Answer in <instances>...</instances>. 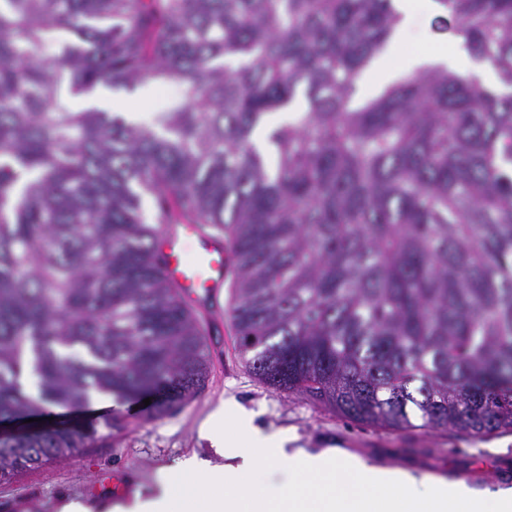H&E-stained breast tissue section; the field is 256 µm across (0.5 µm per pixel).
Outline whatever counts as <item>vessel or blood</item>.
Wrapping results in <instances>:
<instances>
[{
    "mask_svg": "<svg viewBox=\"0 0 512 512\" xmlns=\"http://www.w3.org/2000/svg\"><path fill=\"white\" fill-rule=\"evenodd\" d=\"M193 243L194 256L183 253L185 243ZM158 247L164 258L162 274L181 292L198 294L207 305L221 298L227 253L220 237L201 234L193 224H164L160 227Z\"/></svg>",
    "mask_w": 512,
    "mask_h": 512,
    "instance_id": "b4317fda",
    "label": "vessel or blood"
}]
</instances>
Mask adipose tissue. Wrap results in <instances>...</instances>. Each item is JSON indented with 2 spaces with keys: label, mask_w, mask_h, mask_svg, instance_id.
<instances>
[{
  "label": "adipose tissue",
  "mask_w": 512,
  "mask_h": 512,
  "mask_svg": "<svg viewBox=\"0 0 512 512\" xmlns=\"http://www.w3.org/2000/svg\"><path fill=\"white\" fill-rule=\"evenodd\" d=\"M200 433L222 461L215 464L194 455L179 463V472L199 480V487L177 499L169 472L162 469L152 494L135 493L130 502L114 504L112 512H512V488L479 491L429 481L333 448L290 450L287 435L263 433L241 409L215 411ZM239 437L250 440L254 452L240 451L235 443ZM272 465L308 480L277 492L265 489L255 476Z\"/></svg>",
  "instance_id": "obj_1"
}]
</instances>
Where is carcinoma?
Segmentation results:
<instances>
[{"instance_id":"obj_1","label":"carcinoma","mask_w":512,"mask_h":512,"mask_svg":"<svg viewBox=\"0 0 512 512\" xmlns=\"http://www.w3.org/2000/svg\"><path fill=\"white\" fill-rule=\"evenodd\" d=\"M438 2L497 85L429 68L354 106L392 0H0V482L126 426L24 416L97 392L158 417L204 388L146 195L224 237L266 387L388 431L512 433V0ZM146 80L185 99L149 124L70 107Z\"/></svg>"}]
</instances>
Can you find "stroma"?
Segmentation results:
<instances>
[{
    "label": "stroma",
    "mask_w": 512,
    "mask_h": 512,
    "mask_svg": "<svg viewBox=\"0 0 512 512\" xmlns=\"http://www.w3.org/2000/svg\"><path fill=\"white\" fill-rule=\"evenodd\" d=\"M452 39L450 30L438 19H419L397 56L383 54L379 60L382 66L393 68L399 57L430 52L436 42ZM98 94L122 100L124 115L147 122L157 110L182 100L184 88L178 83L149 82L117 91L102 88ZM230 302V297H223V310L217 314L201 302H186L209 352L210 374L200 393L157 419L141 415L134 403L98 393L78 408H50V416L61 424L120 415L126 417L127 426L100 446L82 449L74 458L0 483V512H58L59 506L71 499L98 506L117 497V486L107 482L111 476L122 477L137 489L152 487L159 469L207 452L209 444L200 437L199 428L216 408L228 404L252 412L263 428L288 433L296 448L311 452L337 448L382 467L406 469L475 489L512 487V434L478 440L451 432H392L351 422L311 405L302 396L270 390L247 371L236 348L227 312Z\"/></svg>",
    "instance_id": "1"
}]
</instances>
